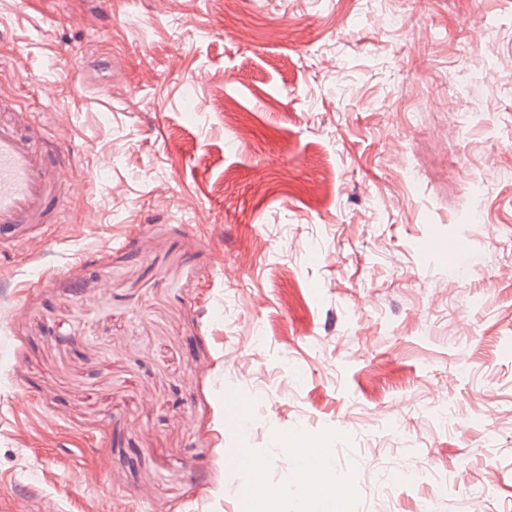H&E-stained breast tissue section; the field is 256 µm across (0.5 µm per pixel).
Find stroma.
<instances>
[{
  "label": "stroma",
  "instance_id": "1",
  "mask_svg": "<svg viewBox=\"0 0 512 512\" xmlns=\"http://www.w3.org/2000/svg\"><path fill=\"white\" fill-rule=\"evenodd\" d=\"M510 56L512 0H0L92 180L0 257V512H241V451L316 512L303 448L512 512Z\"/></svg>",
  "mask_w": 512,
  "mask_h": 512
}]
</instances>
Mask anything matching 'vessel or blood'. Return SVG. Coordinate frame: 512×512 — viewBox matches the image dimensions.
Masks as SVG:
<instances>
[{
	"mask_svg": "<svg viewBox=\"0 0 512 512\" xmlns=\"http://www.w3.org/2000/svg\"><path fill=\"white\" fill-rule=\"evenodd\" d=\"M72 166L69 149L0 93V251L21 245L28 226L56 223L67 199L82 194Z\"/></svg>",
	"mask_w": 512,
	"mask_h": 512,
	"instance_id": "vessel-or-blood-1",
	"label": "vessel or blood"
}]
</instances>
